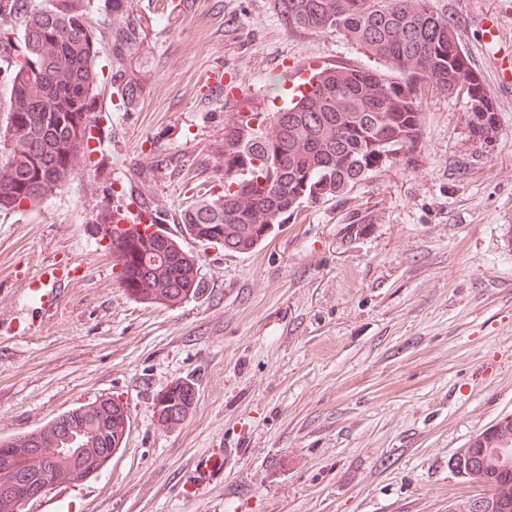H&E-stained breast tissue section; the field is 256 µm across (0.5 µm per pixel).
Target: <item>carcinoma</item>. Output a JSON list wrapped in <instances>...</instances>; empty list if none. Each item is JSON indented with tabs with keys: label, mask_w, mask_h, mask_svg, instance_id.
Listing matches in <instances>:
<instances>
[{
	"label": "carcinoma",
	"mask_w": 512,
	"mask_h": 512,
	"mask_svg": "<svg viewBox=\"0 0 512 512\" xmlns=\"http://www.w3.org/2000/svg\"><path fill=\"white\" fill-rule=\"evenodd\" d=\"M276 2L289 28L337 34L386 69L320 68L289 106L255 113L224 135V194L199 200L182 221L192 239L238 254L265 243L300 209L351 190L413 148L423 132L422 88L462 94L468 106L474 96L488 95L470 66L457 64L458 29L432 0ZM129 3L112 0V56L120 63L140 43ZM1 15L20 22L14 38L0 29V61L9 70L3 104L8 117L0 131V208L16 209L41 201L73 175L79 153L93 152L88 112L99 79L100 46L85 0H0ZM112 94L132 110L142 88L119 69L112 73ZM497 129L492 105L484 122L469 127L471 137L483 142ZM163 221L159 212L150 214L156 226L150 250L131 244L113 261L122 284L135 287L151 279L148 296L178 302L194 297L200 282L193 256L162 229ZM193 398L190 384L177 383L158 404L176 419ZM121 408L120 401L106 398L98 407L58 416L59 430L51 440L57 447L74 440L76 447L56 453L38 470L28 464L32 447L24 436L0 443V492L16 502L29 501L44 486L67 482L73 468L92 464L90 443L107 462L123 443L112 428ZM485 447L495 452L480 454L468 444L450 465L462 478L489 489V512H512V429Z\"/></svg>",
	"instance_id": "1"
}]
</instances>
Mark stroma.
I'll return each instance as SVG.
<instances>
[{
	"mask_svg": "<svg viewBox=\"0 0 512 512\" xmlns=\"http://www.w3.org/2000/svg\"><path fill=\"white\" fill-rule=\"evenodd\" d=\"M498 113L474 141L463 97L421 93L423 136L346 195L304 208L258 250L204 249L184 210L224 191V131L275 111L285 58L366 64L339 35L289 29L275 0H133L142 96L112 94V4L87 0L102 46L96 150L36 205L0 209V439L112 397L131 428L99 474L56 484L20 512H448L483 492L448 465L512 414V90L495 87L478 14L512 0H433ZM223 72L243 89L224 97ZM198 259L201 291L131 296L102 239L108 210L141 204ZM79 266L41 317L40 262ZM191 383L179 428L157 435L159 395ZM224 473L191 497L198 460Z\"/></svg>",
	"mask_w": 512,
	"mask_h": 512,
	"instance_id": "stroma-1",
	"label": "stroma"
}]
</instances>
